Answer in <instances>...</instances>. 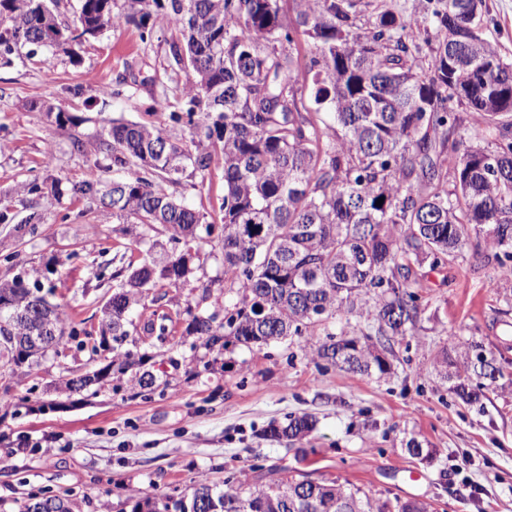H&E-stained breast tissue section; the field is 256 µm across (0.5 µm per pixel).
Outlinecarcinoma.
Segmentation results:
<instances>
[{
	"mask_svg": "<svg viewBox=\"0 0 512 512\" xmlns=\"http://www.w3.org/2000/svg\"><path fill=\"white\" fill-rule=\"evenodd\" d=\"M117 2L80 0L69 23L58 19L60 0H0V59L8 64L26 46H62L75 32L94 37L116 21L135 26L143 43L167 45L147 111L166 112L169 122L114 120L91 138H73L76 151L125 176L110 185L88 178L72 191L124 224L160 225L187 246L205 216L183 190L222 156L224 280L237 301L222 315L190 314L185 332L205 349L308 336L325 364L384 375L392 341L420 320L417 267L454 261L473 230L475 255L492 252L499 280L512 283V58L486 36L485 0H424L420 25L363 0H291L287 11L282 0ZM300 39L311 44L302 80L290 50ZM452 51L464 64L453 78ZM462 78L471 85L464 101ZM40 108L61 129L80 122L59 107ZM462 111L470 116L465 137ZM49 195H60V180L22 182L17 197L0 201V224L34 232L42 223L37 200ZM191 260L188 248L112 273L124 281L92 347L110 361L71 379L70 391L95 396L96 386L127 375L152 388L146 375H129L130 305L147 286L185 287ZM356 310V329L333 331L329 320ZM37 323L46 336L40 348L15 352L10 337ZM84 334L39 283L20 274L0 281L1 375L38 363L65 336L82 349ZM439 364L448 390L467 404L512 385V377L497 384L503 367L478 342L450 340ZM315 426L302 414L268 433L293 444ZM224 486L202 479L191 496L166 494L146 511L133 495L131 512H197L200 501L212 512H430L417 500L377 504L307 473L253 485L234 472ZM22 512L71 510L42 493Z\"/></svg>",
	"mask_w": 512,
	"mask_h": 512,
	"instance_id": "carcinoma-1",
	"label": "carcinoma"
}]
</instances>
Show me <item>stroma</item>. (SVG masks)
Masks as SVG:
<instances>
[{
    "label": "stroma",
    "instance_id": "35a3bbf8",
    "mask_svg": "<svg viewBox=\"0 0 512 512\" xmlns=\"http://www.w3.org/2000/svg\"><path fill=\"white\" fill-rule=\"evenodd\" d=\"M127 63L137 79L133 97L101 100L100 87ZM165 63L164 44H143L128 26L0 65V193L49 174L67 186L92 176L112 179L95 157L74 152L71 137L93 136L112 119L161 121L144 106L151 93L146 79ZM33 100L71 111L78 127L57 129L45 113L29 110ZM49 145L54 158L47 168ZM185 194L215 229L201 242L187 287L147 290L132 308V350L144 359L142 372L153 376L152 390L125 380L106 383L94 396L67 392L71 378L94 366L87 349L67 348L39 366L17 368L8 383L12 404L0 408V512H19L31 493L45 489L68 500L73 512H121L130 496L154 501L174 489L189 495L201 479L219 485L240 470L259 484L298 470L376 501L416 498L432 512H512V397L490 392L481 405L464 404L436 364L449 334L489 351L512 334V303L503 300L495 262L467 249L445 266L418 268L422 321L394 343L383 376L315 363L303 336L211 353L185 327L187 308L220 312L236 299L224 280L218 227L222 160L203 190ZM39 208L44 220L35 233L20 237L0 224V280L21 273L53 287L51 302L94 337L113 271L180 249L163 229L118 223L68 193L41 200ZM162 314L172 328L163 343L143 330ZM51 400L55 409L42 410ZM303 413L316 427L302 443L267 437L270 425ZM412 439L435 448L434 459L412 457Z\"/></svg>",
    "mask_w": 512,
    "mask_h": 512
}]
</instances>
